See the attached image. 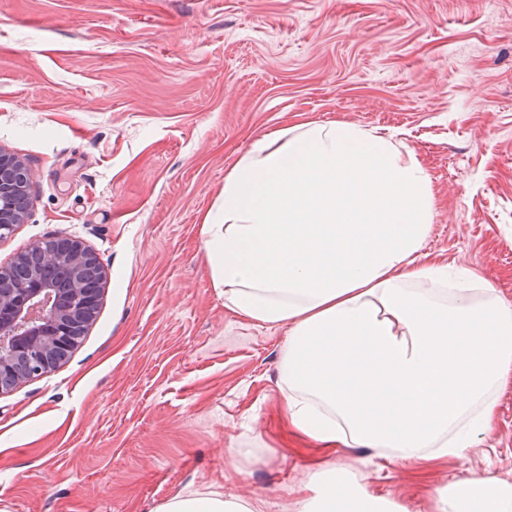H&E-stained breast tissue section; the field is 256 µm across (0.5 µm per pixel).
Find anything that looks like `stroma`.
<instances>
[{"instance_id": "stroma-1", "label": "stroma", "mask_w": 512, "mask_h": 512, "mask_svg": "<svg viewBox=\"0 0 512 512\" xmlns=\"http://www.w3.org/2000/svg\"><path fill=\"white\" fill-rule=\"evenodd\" d=\"M331 120L401 132L435 191L425 254L512 300V0H0V148L34 172L0 265L66 234L106 271L79 346L0 395V512L221 488L291 512L317 451L280 412L288 328L225 309L201 224L256 137ZM339 460L411 512L455 474ZM473 463L512 481V389Z\"/></svg>"}]
</instances>
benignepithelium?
Listing matches in <instances>:
<instances>
[{"mask_svg": "<svg viewBox=\"0 0 512 512\" xmlns=\"http://www.w3.org/2000/svg\"><path fill=\"white\" fill-rule=\"evenodd\" d=\"M33 173L0 149V241L24 223ZM104 271L80 240L58 235L0 266V395L57 367L94 316Z\"/></svg>", "mask_w": 512, "mask_h": 512, "instance_id": "7a95c632", "label": "benign epithelium"}]
</instances>
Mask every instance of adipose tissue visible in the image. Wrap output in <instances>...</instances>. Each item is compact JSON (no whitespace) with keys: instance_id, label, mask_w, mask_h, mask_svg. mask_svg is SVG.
<instances>
[{"instance_id":"1","label":"adipose tissue","mask_w":512,"mask_h":512,"mask_svg":"<svg viewBox=\"0 0 512 512\" xmlns=\"http://www.w3.org/2000/svg\"><path fill=\"white\" fill-rule=\"evenodd\" d=\"M432 180L393 132L347 121L257 137L202 222L227 310L287 326L281 355L292 433L334 456L453 463L433 512H512V482L472 468L512 386V302L474 270L425 261ZM318 488L309 497L308 488ZM156 512H253L219 491ZM293 512H409L343 465L314 470Z\"/></svg>"}]
</instances>
